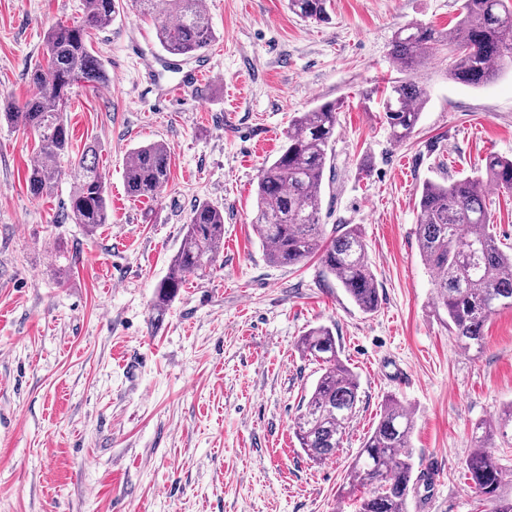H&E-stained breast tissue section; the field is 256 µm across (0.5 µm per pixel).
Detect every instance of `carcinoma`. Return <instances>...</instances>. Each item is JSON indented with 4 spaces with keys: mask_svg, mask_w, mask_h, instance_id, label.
I'll return each mask as SVG.
<instances>
[{
    "mask_svg": "<svg viewBox=\"0 0 512 512\" xmlns=\"http://www.w3.org/2000/svg\"><path fill=\"white\" fill-rule=\"evenodd\" d=\"M142 16L163 15L156 28L161 48L172 56L193 57L215 40L202 0H134ZM329 0H288V10L304 20L328 19ZM118 0H84V18L50 29L45 43L46 64L35 67L30 80L35 94L22 105L0 114L35 133L40 163L31 168L29 191L49 194L62 174L59 163L69 156V129L63 119L69 94L81 84L107 83L103 65L89 41V30L109 26ZM390 57L400 77L389 82L383 112L389 139L409 140L428 102L427 87L417 81L418 70L430 59L445 64L446 75L469 86L492 82L499 69L512 64V5L506 0H462L458 20L448 29L422 24L399 28ZM338 125V104L324 102L290 120L287 144L260 173L257 214L253 225L266 244L270 262L294 266L312 255L333 275L364 313L377 311L379 294L367 245L355 225L339 224L326 233L320 223L321 189L331 159ZM68 173L73 191L70 216L89 235L108 222L105 173L95 146L70 156ZM170 158L164 143L150 142L131 152L125 171L129 196L154 198L168 183ZM512 191V158L490 155L485 165L452 182L427 181L418 204L420 252L434 273L437 308L447 316L449 331L466 351L480 350L490 317L512 309V254L489 232L485 193ZM224 249V210L209 203L193 206L180 250L167 279L159 285L158 303L177 293L185 276L213 266ZM301 353L320 366L310 396L295 421L301 448L315 461L342 447L358 412L359 383L341 358L333 332L318 326L297 343ZM414 416L388 395L379 419L348 467V485L369 487L357 512H406L411 491L428 477L415 474L411 436ZM474 450L466 460L471 488L490 512H512V498L500 496L507 469L496 456L494 436L512 446V405L493 420L472 430Z\"/></svg>",
    "mask_w": 512,
    "mask_h": 512,
    "instance_id": "cac0c4a2",
    "label": "carcinoma"
}]
</instances>
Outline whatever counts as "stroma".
<instances>
[{
    "label": "stroma",
    "mask_w": 512,
    "mask_h": 512,
    "mask_svg": "<svg viewBox=\"0 0 512 512\" xmlns=\"http://www.w3.org/2000/svg\"><path fill=\"white\" fill-rule=\"evenodd\" d=\"M205 4L216 39L198 59L164 52L132 0L91 33L108 81L77 88L64 120L72 153L99 148L110 218L94 235L67 217L68 177L30 194L35 136L0 121V512H355L347 468L390 394L415 414L416 470L434 468L407 512H486L465 461L472 425L512 403V310L491 316L480 354L463 351L434 306L416 202L425 181L512 157V66L473 87L427 64L417 77L429 101L396 145L365 95L395 74L397 28L451 27L461 0H331L319 23L287 0ZM82 17L83 0H0V95L28 99L47 32ZM201 64L198 84L159 98ZM336 100L321 221L361 228L379 294L371 314L318 257L270 263L252 224L259 173L290 117ZM152 141L167 147L169 182L157 198L130 197L127 160ZM202 202L224 210V248L158 307ZM319 325L360 404L342 448L316 462L294 423L321 375L296 344Z\"/></svg>",
    "instance_id": "35a3bbf8"
}]
</instances>
